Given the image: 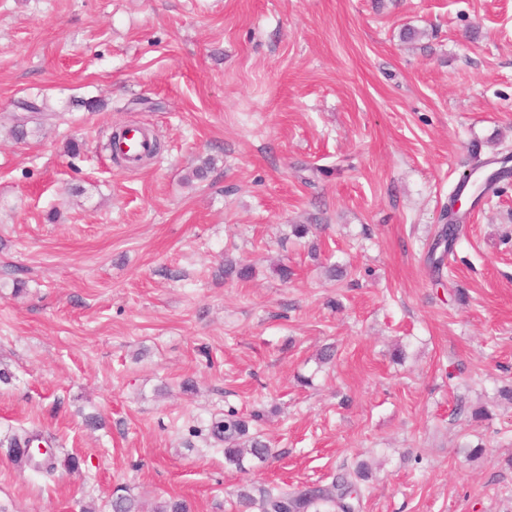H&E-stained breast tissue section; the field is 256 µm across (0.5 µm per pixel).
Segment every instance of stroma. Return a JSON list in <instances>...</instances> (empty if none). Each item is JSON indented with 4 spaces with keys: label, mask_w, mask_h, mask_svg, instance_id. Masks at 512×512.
Here are the masks:
<instances>
[{
    "label": "stroma",
    "mask_w": 512,
    "mask_h": 512,
    "mask_svg": "<svg viewBox=\"0 0 512 512\" xmlns=\"http://www.w3.org/2000/svg\"><path fill=\"white\" fill-rule=\"evenodd\" d=\"M131 124L161 141L133 170L105 148ZM509 153L512 0H0V438L81 459L0 450V512H238L361 459L362 512H512V176L428 261L462 173ZM230 412L266 463L225 462ZM42 438L41 434L33 429L21 428L20 432L12 433L7 436V448L9 455L13 456L16 460L25 461L27 464H31L33 460L22 458L25 455V450L21 451V448H27L31 441L36 438Z\"/></svg>",
    "instance_id": "obj_1"
}]
</instances>
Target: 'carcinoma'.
I'll return each mask as SVG.
<instances>
[{"label":"carcinoma","instance_id":"1","mask_svg":"<svg viewBox=\"0 0 512 512\" xmlns=\"http://www.w3.org/2000/svg\"><path fill=\"white\" fill-rule=\"evenodd\" d=\"M449 210H444L441 226L432 250H441V255L435 260L440 264L444 258L453 251L460 237L461 225L456 219L448 217ZM255 276V268L250 264H241L232 260L224 263V277H235L239 280H250ZM212 435L219 441L227 443L224 448V459L237 468H243L245 457L249 456L260 462H265L271 455V448L260 435H249L246 423L228 418L218 421L212 426ZM41 437L33 429H20L6 439L0 440V446L5 444L9 455L20 460L25 455L23 449L30 442ZM68 471H77L81 466V459L75 454L67 455L63 460L52 457L46 463L36 464L41 473L52 474L58 467ZM369 465L360 461L356 466L344 473L333 477L331 483L305 485L301 488L288 486H273L259 489L255 496L249 489L239 492V503L247 512H360L362 491L359 482L370 478ZM112 512H143L140 501L126 489H116L112 497ZM151 512H190V506L182 499H165L155 504Z\"/></svg>","mask_w":512,"mask_h":512}]
</instances>
